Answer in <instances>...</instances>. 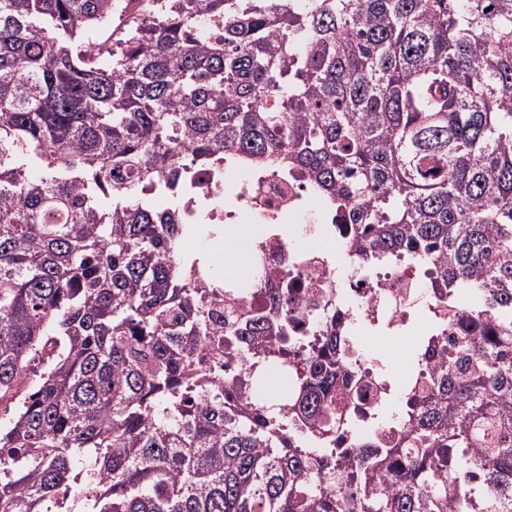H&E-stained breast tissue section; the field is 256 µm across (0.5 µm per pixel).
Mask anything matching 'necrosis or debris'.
I'll use <instances>...</instances> for the list:
<instances>
[{
	"mask_svg": "<svg viewBox=\"0 0 512 512\" xmlns=\"http://www.w3.org/2000/svg\"><path fill=\"white\" fill-rule=\"evenodd\" d=\"M234 201L222 212L225 223L246 224L259 218L278 220L301 215L313 197L304 179L296 174L249 176L244 182L224 189ZM334 248L308 249L295 242L266 243L250 249L251 277L245 287L247 301L257 307L269 305L280 288H288L295 310L305 313L299 335L314 329L316 319L335 321L336 336L352 353L347 362L350 374L367 380L373 399L406 394V381L391 383L379 373L382 361L362 337L363 324L397 338L412 335L409 308L423 318H436L455 308L469 311L460 297L447 298L421 292L426 267L419 262L382 261L366 263L361 252L348 240L347 227L329 225L326 230Z\"/></svg>",
	"mask_w": 512,
	"mask_h": 512,
	"instance_id": "necrosis-or-debris-1",
	"label": "necrosis or debris"
}]
</instances>
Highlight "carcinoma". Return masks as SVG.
<instances>
[{
  "label": "carcinoma",
  "mask_w": 512,
  "mask_h": 512,
  "mask_svg": "<svg viewBox=\"0 0 512 512\" xmlns=\"http://www.w3.org/2000/svg\"><path fill=\"white\" fill-rule=\"evenodd\" d=\"M119 3L0 0V512H512V0H123L86 54ZM223 162L471 299L355 469L337 437L382 406L336 334L288 414L239 400L298 320L182 251Z\"/></svg>",
  "instance_id": "carcinoma-1"
}]
</instances>
